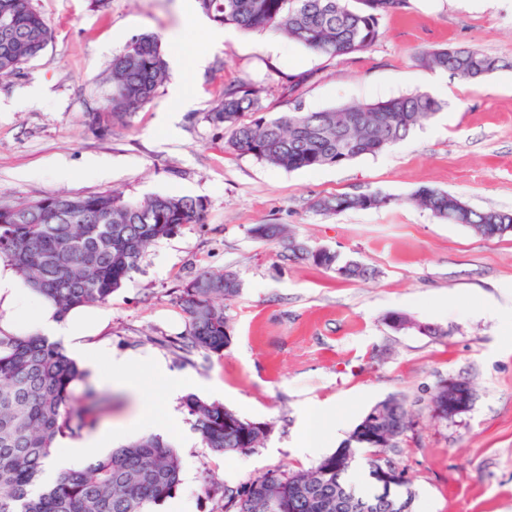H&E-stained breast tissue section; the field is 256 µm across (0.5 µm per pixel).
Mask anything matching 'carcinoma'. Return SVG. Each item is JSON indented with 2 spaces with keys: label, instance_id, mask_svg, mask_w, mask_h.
<instances>
[{
  "label": "carcinoma",
  "instance_id": "cac0c4a2",
  "mask_svg": "<svg viewBox=\"0 0 512 512\" xmlns=\"http://www.w3.org/2000/svg\"><path fill=\"white\" fill-rule=\"evenodd\" d=\"M214 21L245 32L275 30L306 48L331 57L356 54L380 36V19L407 7L408 0H199ZM52 33L33 0H0V76L15 75L37 57ZM420 65L443 70L476 85L501 68L496 58L476 48L421 52ZM167 76L159 36L132 38L112 60V97L89 113L99 131L131 116L155 95ZM263 88L248 82L224 87L210 119L224 125L225 148L237 155L289 172L339 165L376 155L406 139L442 105L426 93L372 103H351L319 111L296 107L268 118L261 104ZM455 194L429 186L412 195L418 207L441 221L465 224L489 239L491 231L512 225V211L460 209ZM380 192L341 193L318 199L316 211L338 214L389 205ZM47 195L11 211H0V261L23 282L52 300L60 314L90 304H104L139 270L148 245L184 224L201 222L204 202L189 196L155 194L141 200L113 192L78 199ZM255 239L281 242L289 256L334 270L345 280L370 275L358 262L338 264L336 252L305 248L282 224H256ZM233 271L202 272L179 297L188 317L191 347L213 354L231 341L224 302L240 292ZM84 377L63 349L38 335L18 336L0 330V512H150L174 497L181 461L161 436L146 434L112 449L80 470L44 481L50 450L62 438H75L93 425L87 408L74 403L73 384ZM205 447L217 453H242L260 446L271 427L240 417L219 404L186 400ZM431 418L448 423V383L440 381L429 401ZM411 428L402 400L376 403L348 439L310 471L276 470L229 494L224 512H394L392 503L413 500L409 483L378 476L380 458L368 460L373 490L360 495L348 479L359 448H396Z\"/></svg>",
  "mask_w": 512,
  "mask_h": 512
}]
</instances>
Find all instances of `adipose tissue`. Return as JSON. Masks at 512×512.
Returning <instances> with one entry per match:
<instances>
[{
	"instance_id": "adipose-tissue-1",
	"label": "adipose tissue",
	"mask_w": 512,
	"mask_h": 512,
	"mask_svg": "<svg viewBox=\"0 0 512 512\" xmlns=\"http://www.w3.org/2000/svg\"><path fill=\"white\" fill-rule=\"evenodd\" d=\"M105 306L84 307L60 315L55 305L30 288L20 285V279L10 266L0 262V325L25 333H38L60 341L68 355L81 362L86 372L103 386L133 389L137 378L149 374L159 380L168 399H175L182 390L179 381L169 377L159 361L113 353L107 342L91 339L89 323L104 320ZM111 440L110 433L66 438L51 450L49 477H56L78 461L90 457Z\"/></svg>"
}]
</instances>
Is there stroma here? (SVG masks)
Wrapping results in <instances>:
<instances>
[{
    "mask_svg": "<svg viewBox=\"0 0 512 512\" xmlns=\"http://www.w3.org/2000/svg\"><path fill=\"white\" fill-rule=\"evenodd\" d=\"M52 40L20 74L0 78V204L49 194L119 192L140 199L203 200L201 223L182 225L145 250L140 269L113 293L98 335L113 353L151 357L206 402L268 422L261 448L224 455L206 448L178 402L181 459L174 499L155 512H224V491L270 470L308 471L333 453L364 414L404 400L414 424L385 457L404 469L413 512H512V234L486 240L409 201L419 187L456 194L476 209L512 211V0H409L380 21L381 37L347 57L311 51L272 32L225 26L215 43L191 29L181 0H33ZM155 33L169 69L154 99L111 131L88 125L112 95L107 75L131 39ZM472 47L503 60L473 86L420 66L424 50ZM204 53L205 64L192 58ZM301 82L289 88L287 78ZM264 87L267 117L426 93L442 108L404 141L340 165L288 172L224 148L210 119L224 87ZM186 88L174 103L171 83ZM378 191L391 205L325 215L318 198ZM256 224H283L298 242L372 269L365 281L292 261ZM231 269L239 295L225 313L230 345L216 355L188 348L184 286ZM402 313L411 329L386 318ZM454 377L473 386L471 411L446 425L429 413L433 388ZM330 413L336 436L303 450L308 409Z\"/></svg>",
    "mask_w": 512,
    "mask_h": 512,
    "instance_id": "35a3bbf8",
    "label": "stroma"
}]
</instances>
